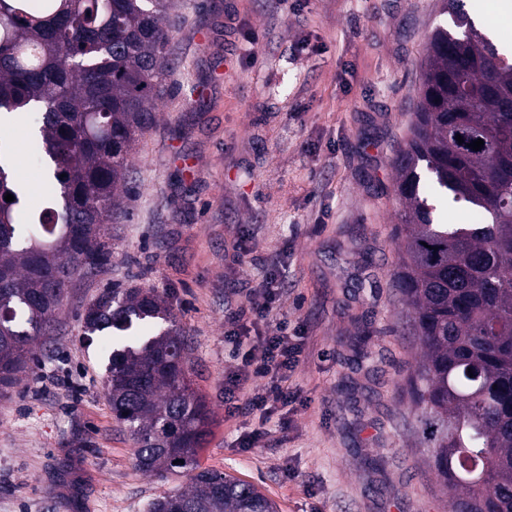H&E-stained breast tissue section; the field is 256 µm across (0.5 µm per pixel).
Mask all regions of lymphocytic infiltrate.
Returning a JSON list of instances; mask_svg holds the SVG:
<instances>
[{
  "mask_svg": "<svg viewBox=\"0 0 512 512\" xmlns=\"http://www.w3.org/2000/svg\"><path fill=\"white\" fill-rule=\"evenodd\" d=\"M279 312L276 295L269 286L255 289L248 301L252 322L258 325L278 317L276 333L260 332L247 342L234 332L225 336L241 356L240 363L229 370L224 381V402L232 412L254 414L263 421L286 409L296 398L291 377L305 350L289 336L288 321Z\"/></svg>",
  "mask_w": 512,
  "mask_h": 512,
  "instance_id": "f902f5d3",
  "label": "lymphocytic infiltrate"
}]
</instances>
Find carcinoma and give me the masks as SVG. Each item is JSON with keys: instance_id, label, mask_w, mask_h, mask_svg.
<instances>
[{"instance_id": "obj_1", "label": "carcinoma", "mask_w": 512, "mask_h": 512, "mask_svg": "<svg viewBox=\"0 0 512 512\" xmlns=\"http://www.w3.org/2000/svg\"><path fill=\"white\" fill-rule=\"evenodd\" d=\"M171 0H0V114L33 113L31 141L53 189L30 202L0 139V397L57 325L66 287L112 266V219L129 160L166 92ZM409 135L395 158L402 204L397 287L421 357L408 391L451 512H512V57L443 0ZM464 143H458L456 136ZM481 139L483 148L468 147ZM15 200H4L6 194ZM478 214L449 224L441 210ZM107 332V394L139 469L187 475L148 512H277L250 483L198 470L210 418L187 343L154 288H106L79 315Z\"/></svg>"}]
</instances>
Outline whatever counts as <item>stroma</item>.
Here are the masks:
<instances>
[{"label": "stroma", "mask_w": 512, "mask_h": 512, "mask_svg": "<svg viewBox=\"0 0 512 512\" xmlns=\"http://www.w3.org/2000/svg\"><path fill=\"white\" fill-rule=\"evenodd\" d=\"M170 17L168 89L132 157L112 265L68 287L58 333L0 398V512H147L188 484L136 467L103 390L110 349L82 334L102 289L132 285L166 294L188 338L211 418L201 468L279 512H449L407 395L419 349L394 286L392 160L450 15L441 0H173ZM32 125L0 133L41 194ZM270 275L308 351L284 430L224 406L228 319ZM260 426L268 447L240 448Z\"/></svg>", "instance_id": "35a3bbf8"}]
</instances>
